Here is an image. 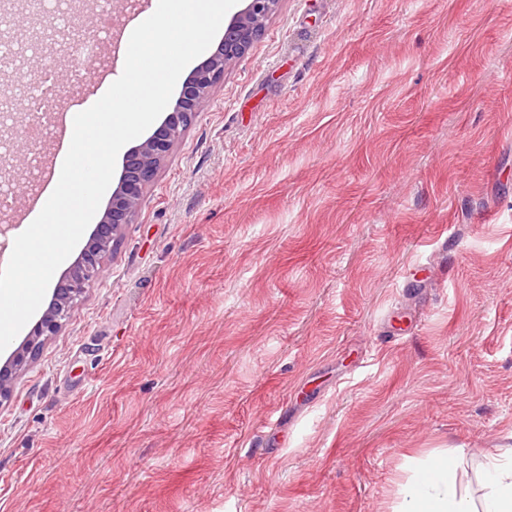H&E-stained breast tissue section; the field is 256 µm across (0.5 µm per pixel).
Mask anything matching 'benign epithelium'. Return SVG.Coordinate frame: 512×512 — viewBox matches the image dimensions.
Here are the masks:
<instances>
[{
    "instance_id": "7a95c632",
    "label": "benign epithelium",
    "mask_w": 512,
    "mask_h": 512,
    "mask_svg": "<svg viewBox=\"0 0 512 512\" xmlns=\"http://www.w3.org/2000/svg\"><path fill=\"white\" fill-rule=\"evenodd\" d=\"M278 4L279 0H248L245 8L236 12L225 26L224 40L217 51L184 84L173 111L150 137L127 154L112 200L80 256L53 289L48 308L29 336L0 365V405L9 400L16 379L38 357L45 341L59 332L87 286L104 275L105 255L119 242L124 226L131 223L144 190L155 179L161 162L193 117L202 111L209 90L224 67L249 52ZM50 28L51 20L42 14L38 28L17 30L15 36L24 40Z\"/></svg>"
}]
</instances>
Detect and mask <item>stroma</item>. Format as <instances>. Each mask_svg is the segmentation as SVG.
Here are the masks:
<instances>
[{"label":"stroma","mask_w":512,"mask_h":512,"mask_svg":"<svg viewBox=\"0 0 512 512\" xmlns=\"http://www.w3.org/2000/svg\"><path fill=\"white\" fill-rule=\"evenodd\" d=\"M105 264L0 404V512H392L512 445V0H280Z\"/></svg>","instance_id":"35a3bbf8"}]
</instances>
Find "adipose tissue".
Listing matches in <instances>:
<instances>
[{
    "label": "adipose tissue",
    "instance_id": "1",
    "mask_svg": "<svg viewBox=\"0 0 512 512\" xmlns=\"http://www.w3.org/2000/svg\"><path fill=\"white\" fill-rule=\"evenodd\" d=\"M461 467L453 451L424 461L393 512H512V447L485 454L474 482L464 481Z\"/></svg>",
    "mask_w": 512,
    "mask_h": 512
}]
</instances>
